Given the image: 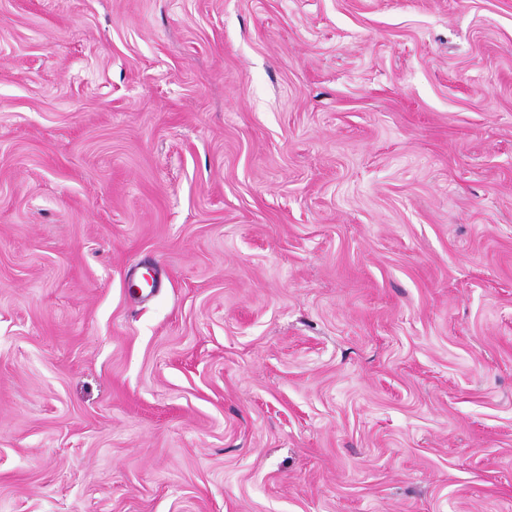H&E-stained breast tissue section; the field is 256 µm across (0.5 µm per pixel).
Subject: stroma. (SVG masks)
I'll list each match as a JSON object with an SVG mask.
<instances>
[{
  "label": "stroma",
  "mask_w": 512,
  "mask_h": 512,
  "mask_svg": "<svg viewBox=\"0 0 512 512\" xmlns=\"http://www.w3.org/2000/svg\"><path fill=\"white\" fill-rule=\"evenodd\" d=\"M0 512H512V0H0Z\"/></svg>",
  "instance_id": "35a3bbf8"
}]
</instances>
